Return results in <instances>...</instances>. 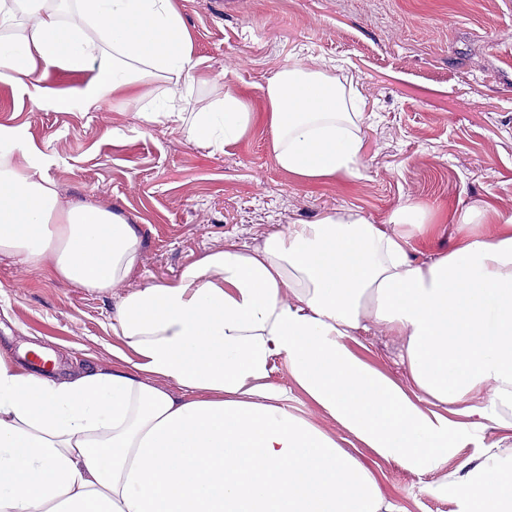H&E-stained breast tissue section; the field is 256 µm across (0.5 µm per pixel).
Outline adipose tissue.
Wrapping results in <instances>:
<instances>
[{
	"mask_svg": "<svg viewBox=\"0 0 512 512\" xmlns=\"http://www.w3.org/2000/svg\"><path fill=\"white\" fill-rule=\"evenodd\" d=\"M75 3L67 21L56 0H0L1 79L83 112L159 81L143 124L180 123L189 141L219 148L260 123L299 180L354 174L362 115L334 78L298 62L268 82L263 113L230 91L208 111L178 112L197 62L171 0ZM57 67L93 75L60 96L35 76ZM49 164L23 128L0 126V255L92 292L122 288L139 269L138 225L61 206ZM425 218L413 203L386 226L337 211L124 290L109 366L59 378L0 347V512H400L376 473L290 401L300 389L411 471L445 469L472 432L512 431V218L484 235L463 209L454 249L416 263ZM372 324L401 336L413 391L353 349ZM280 359L293 387L269 380ZM453 485L466 512H512V448L488 447Z\"/></svg>",
	"mask_w": 512,
	"mask_h": 512,
	"instance_id": "obj_1",
	"label": "adipose tissue"
}]
</instances>
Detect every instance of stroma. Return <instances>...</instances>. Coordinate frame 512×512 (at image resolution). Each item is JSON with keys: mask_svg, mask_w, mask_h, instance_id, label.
Segmentation results:
<instances>
[{"mask_svg": "<svg viewBox=\"0 0 512 512\" xmlns=\"http://www.w3.org/2000/svg\"><path fill=\"white\" fill-rule=\"evenodd\" d=\"M198 61L184 107L199 112L232 90L249 111L266 109L269 79L295 62L329 72L358 93L364 151L354 175L306 184L280 168L269 131L258 127L224 149L189 142L182 126L141 125L149 103L124 94L100 112L40 108L19 86L0 82V125L24 126L51 160L61 201L111 209L138 225L143 278H174L227 243L262 246L282 224L312 223L351 210L389 223L411 202L436 233L414 242L426 262L457 243L456 216L473 208L481 232L512 218V0H172ZM115 295L50 279L0 255V346L27 343L59 353L57 375L74 363L112 361ZM356 349L400 385L401 339L371 326ZM512 433L471 434L448 459L463 474ZM378 466L386 497L405 512H457L441 473Z\"/></svg>", "mask_w": 512, "mask_h": 512, "instance_id": "35a3bbf8", "label": "stroma"}]
</instances>
